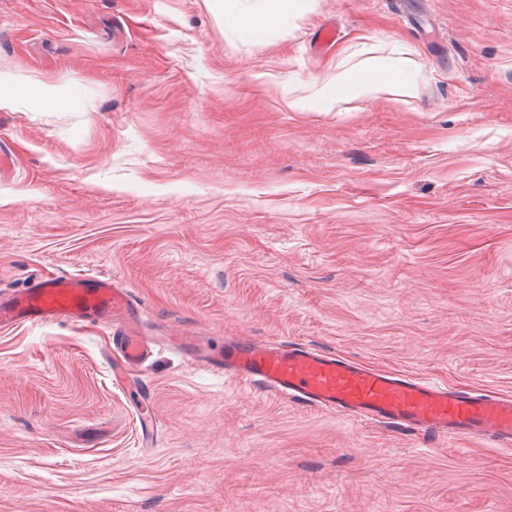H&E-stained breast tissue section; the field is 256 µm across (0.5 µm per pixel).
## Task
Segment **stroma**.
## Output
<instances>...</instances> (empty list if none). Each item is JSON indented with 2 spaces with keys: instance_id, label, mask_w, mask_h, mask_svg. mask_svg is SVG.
<instances>
[{
  "instance_id": "stroma-1",
  "label": "stroma",
  "mask_w": 512,
  "mask_h": 512,
  "mask_svg": "<svg viewBox=\"0 0 512 512\" xmlns=\"http://www.w3.org/2000/svg\"><path fill=\"white\" fill-rule=\"evenodd\" d=\"M356 69L413 94L326 108ZM0 72L65 100L0 110V290L109 276L153 336L512 394V0H296L258 32L214 0H0ZM111 333L0 332V512H512V450L351 423L168 347L140 372L142 449Z\"/></svg>"
}]
</instances>
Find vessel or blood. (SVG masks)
<instances>
[{
	"mask_svg": "<svg viewBox=\"0 0 512 512\" xmlns=\"http://www.w3.org/2000/svg\"><path fill=\"white\" fill-rule=\"evenodd\" d=\"M101 321L114 328L112 383L124 392L134 389L136 371L154 346L162 344L185 350L191 365L242 386L315 405L352 422L512 447L511 397L450 387L291 342L236 336L226 340L218 354L202 336H150L128 289L109 276L44 275L0 296V331L50 323L83 327Z\"/></svg>",
	"mask_w": 512,
	"mask_h": 512,
	"instance_id": "1",
	"label": "vessel or blood"
}]
</instances>
